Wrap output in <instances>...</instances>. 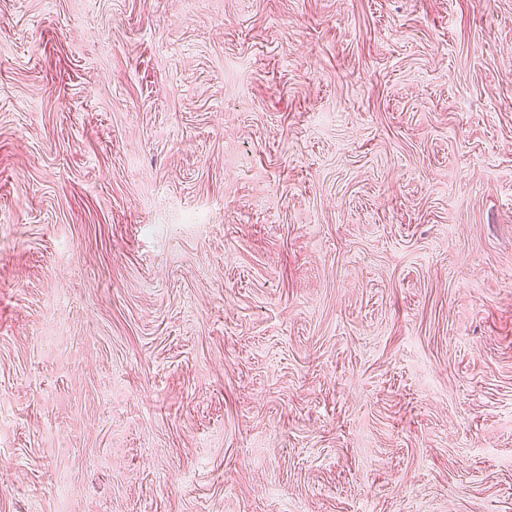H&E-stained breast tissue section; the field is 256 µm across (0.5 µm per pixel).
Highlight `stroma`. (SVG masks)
I'll use <instances>...</instances> for the list:
<instances>
[{
    "mask_svg": "<svg viewBox=\"0 0 512 512\" xmlns=\"http://www.w3.org/2000/svg\"><path fill=\"white\" fill-rule=\"evenodd\" d=\"M0 512H512V0H0Z\"/></svg>",
    "mask_w": 512,
    "mask_h": 512,
    "instance_id": "obj_1",
    "label": "stroma"
}]
</instances>
